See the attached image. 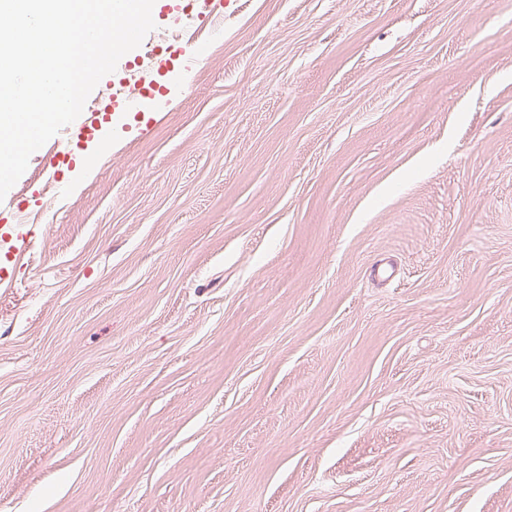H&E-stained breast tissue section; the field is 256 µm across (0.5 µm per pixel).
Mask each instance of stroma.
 Returning a JSON list of instances; mask_svg holds the SVG:
<instances>
[{"instance_id":"35a3bbf8","label":"stroma","mask_w":512,"mask_h":512,"mask_svg":"<svg viewBox=\"0 0 512 512\" xmlns=\"http://www.w3.org/2000/svg\"><path fill=\"white\" fill-rule=\"evenodd\" d=\"M162 82L6 195L0 512H512V0H227ZM26 220L27 216L21 209L14 210L9 221L2 218V221L10 222L0 225V250L8 260L22 257L31 249L32 230L27 228Z\"/></svg>"}]
</instances>
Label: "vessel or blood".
<instances>
[{
    "label": "vessel or blood",
    "instance_id": "vessel-or-blood-1",
    "mask_svg": "<svg viewBox=\"0 0 512 512\" xmlns=\"http://www.w3.org/2000/svg\"><path fill=\"white\" fill-rule=\"evenodd\" d=\"M224 25V0H177L171 24L157 25L143 40L144 50L137 62L126 66L118 79L109 80L99 87L98 97L85 105L78 122L63 127L56 134L49 153L57 161H65L75 145H88L98 141L103 123L112 109L134 104L136 101L156 97L158 77L168 64V58L160 54L170 28L214 30ZM23 210H14L8 223L0 225V252L8 258L24 256L31 248V229L26 226Z\"/></svg>",
    "mask_w": 512,
    "mask_h": 512
}]
</instances>
